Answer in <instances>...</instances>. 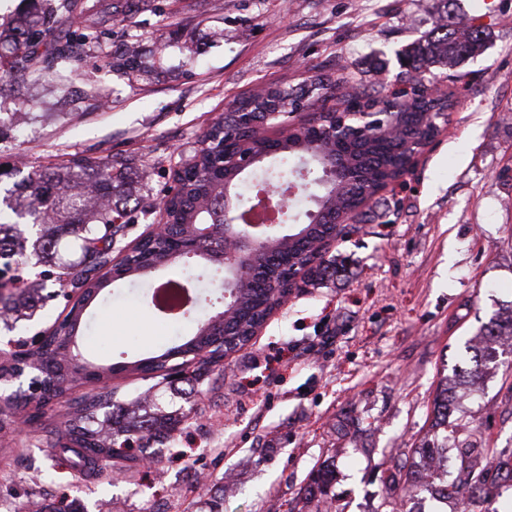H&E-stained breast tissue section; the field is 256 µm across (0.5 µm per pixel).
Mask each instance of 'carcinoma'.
Listing matches in <instances>:
<instances>
[{"label":"carcinoma","mask_w":512,"mask_h":512,"mask_svg":"<svg viewBox=\"0 0 512 512\" xmlns=\"http://www.w3.org/2000/svg\"><path fill=\"white\" fill-rule=\"evenodd\" d=\"M158 10L156 0H114L112 13L131 24L146 12ZM101 13L82 0H27L26 9L9 25L0 23V80H17L30 72L51 73L57 61H73L86 45L99 43ZM488 39L486 27L472 20L442 24L409 44L401 53L400 65L408 81L420 92L405 88L388 94L374 89L354 95H338L340 86L318 75L311 83L317 99H336L344 112H385L383 127L365 125L357 119L353 136L336 140L324 131L325 121L334 110L322 109L319 116L303 120L288 141L281 143L255 130H245L240 141L245 151L267 154L269 158L252 172L254 180L241 173L236 185L249 183L252 192L260 194L266 184L276 183L289 190L301 180L315 184L308 200L291 208L294 222L309 226L325 221L331 213L349 214V223L336 225V237L344 239L363 229L371 221L367 203L387 185L406 173L410 146L428 141L438 121L453 106L449 96L426 92L421 78L434 69L452 70L479 53ZM108 63L118 73L145 72L137 42L106 52ZM292 95L280 87L263 88L243 97L230 107L237 112L249 106L262 112L270 101L287 100ZM215 128L202 135L198 164L194 177L182 178L173 171L181 192L163 197L158 205H145L143 212L155 209L182 211V223L163 224L155 236L141 242L127 269L112 267V248L124 236L132 210L127 208L133 197V181L127 166L110 157L78 156L67 164L33 171L22 179L18 188L0 198V320L35 310L45 298L46 280L25 279L17 274L27 259L26 240L14 231L23 219L37 227L33 249L56 268L48 274L59 287L58 293L77 301L61 320L36 343L19 344L17 349L0 351V384L14 379L18 372H38L31 388L0 395V433L8 432L26 418L34 422L52 416L56 404L70 402V416L57 429L58 443L69 454L67 461L75 475H102L101 462L108 459L133 462L146 459L147 449L162 445L173 437L178 421L172 420L146 398L121 400L114 392H75L88 384L112 381L124 372L149 377H171L169 358L173 353L185 354L187 368L176 381L187 385L200 380L202 366L214 362L213 354L224 346V335L207 320L200 324L190 339L166 349L162 354L132 363L98 364L79 357L78 337L84 314L99 294V284L108 279L123 280L137 276L136 270L152 265L174 263L193 258L180 251L182 242L191 237L198 224L223 223L224 182L221 180L219 144L214 142ZM71 238L80 251L75 263L56 261L62 240ZM319 237L309 249L293 246L281 254L288 266L305 267L317 250ZM260 272L253 280L240 279L234 284L241 313L234 320L233 336L243 344L253 337L267 311L282 303L285 277L276 276L269 259L256 257ZM339 272L336 259L320 258L306 272L305 284L320 285ZM484 345L467 349L468 357L458 368V382L465 384L482 375L486 363L494 356L491 345L502 337H512V313L498 316L483 326ZM100 408L110 409L112 423L122 426L124 438L103 426L92 427L90 417ZM412 464L395 463L383 479L382 512H415L406 499L407 491L430 493L442 498L457 497L468 510L486 502L487 487L495 483L512 484V453L495 448H480L477 442L457 446L459 468L448 480V468L433 469L426 460L436 456L448 459L445 445L414 449ZM29 512H80L76 502L64 494L45 502L32 500Z\"/></svg>","instance_id":"carcinoma-1"}]
</instances>
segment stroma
Here are the masks:
<instances>
[{"mask_svg":"<svg viewBox=\"0 0 512 512\" xmlns=\"http://www.w3.org/2000/svg\"><path fill=\"white\" fill-rule=\"evenodd\" d=\"M159 2L174 13L103 27L107 46L139 36L148 75L112 72L93 48L59 64L54 81L28 75L0 93V188L74 156H109L147 171L138 201L155 204L180 153L244 93L308 87L321 67L364 87H401V51L445 16L474 18L490 37L461 66L476 82L425 76L454 106L403 184L370 201L373 224L331 247L344 264L337 278L295 290L195 386L112 380L120 398L147 393L180 418L170 444L150 451L157 467L107 460L101 478L71 476L55 445L61 404L45 429L6 435L14 454L0 465V512H25L42 494L67 495L81 512H311L299 495L323 463L334 470L326 504L376 512L382 471L424 443L467 426L483 447L512 450V345L498 344L474 383L454 377L481 325L512 312V0ZM155 281L114 284L82 357L136 360L194 335L195 321L155 310ZM65 313V300L50 297L32 316L0 321V350ZM443 388L456 407L440 425Z\"/></svg>","mask_w":512,"mask_h":512,"instance_id":"1","label":"stroma"}]
</instances>
